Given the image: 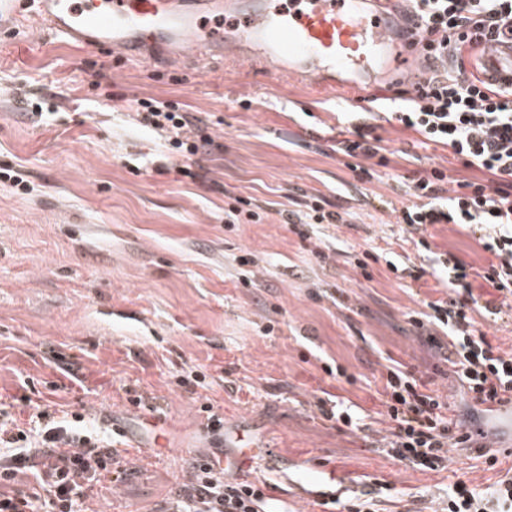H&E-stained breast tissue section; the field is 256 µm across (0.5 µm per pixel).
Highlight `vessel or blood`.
Returning a JSON list of instances; mask_svg holds the SVG:
<instances>
[{
	"mask_svg": "<svg viewBox=\"0 0 512 512\" xmlns=\"http://www.w3.org/2000/svg\"><path fill=\"white\" fill-rule=\"evenodd\" d=\"M394 0H32L49 34L88 50L146 63L192 56L196 68L234 56L260 61L274 77L317 80L355 92L377 111L396 84L418 75V28ZM238 22L224 34L225 16ZM485 78L512 86V41L489 42ZM320 500L337 497L336 477L317 467L309 484Z\"/></svg>",
	"mask_w": 512,
	"mask_h": 512,
	"instance_id": "b4317fda",
	"label": "vessel or blood"
}]
</instances>
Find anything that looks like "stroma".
Instances as JSON below:
<instances>
[{
  "mask_svg": "<svg viewBox=\"0 0 512 512\" xmlns=\"http://www.w3.org/2000/svg\"><path fill=\"white\" fill-rule=\"evenodd\" d=\"M32 91L47 101L38 122L22 104ZM147 97L186 104L209 127L217 148L189 161L200 180L182 177L188 161L132 121ZM364 122L376 125L387 166L333 151L341 128ZM420 141L312 81L231 58L203 73L116 61L40 30L24 0H0V166L23 167L30 186L0 187V398L21 395L30 379L54 381L67 411L155 445L94 512H159L197 455L223 453L205 402L268 448L241 477L270 480L290 512H321L304 488L312 463L333 469L340 486L390 482L420 496L422 512L455 481L483 489L497 480L466 448L431 472L377 446L390 362L465 409L441 355L447 337L408 319L448 290L404 267L428 270L438 253L477 267L492 260L459 225H427L431 249L421 252L400 223L413 202L406 176L434 165L470 175L447 148ZM358 165L373 177L356 175ZM235 197L260 206V223H225ZM314 197L346 221L299 236L282 215ZM370 245L383 259L357 268ZM193 370L201 384L180 385ZM331 397L353 408L359 429L323 416L319 403Z\"/></svg>",
  "mask_w": 512,
  "mask_h": 512,
  "instance_id": "obj_1",
  "label": "stroma"
}]
</instances>
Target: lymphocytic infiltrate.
<instances>
[{
  "label": "lymphocytic infiltrate",
  "instance_id": "lymphocytic-infiltrate-1",
  "mask_svg": "<svg viewBox=\"0 0 512 512\" xmlns=\"http://www.w3.org/2000/svg\"><path fill=\"white\" fill-rule=\"evenodd\" d=\"M431 58L429 74L402 99L394 119L425 141L448 147L478 178L449 180L444 168L420 171L409 184L415 202L401 211V221L420 231L429 224H463L486 230L482 242L495 261L476 270L452 258L446 286L448 300L428 302L411 313L417 327L448 332L447 361L468 400L470 420L449 417V406L435 391H423L414 372L387 369L385 416L390 423L387 453L426 471L448 467L450 446L466 445V428L487 419L491 403H512V353L494 345L477 328L470 311L475 301L471 277L498 294L489 315L512 311V90L467 73L478 63L485 41L512 33V0H408ZM134 120L158 133L185 160L180 173L199 174L190 165L199 149L214 139L182 105L154 98L136 102ZM464 297H457V290ZM31 410L27 421L14 417L0 402V512H90L104 479L122 473V460L109 441L84 427V414L61 416L53 401L18 397ZM166 512H270L263 481L227 478L223 468L192 463ZM32 475L31 491L20 489ZM441 512H512V474L480 490L458 481L448 488Z\"/></svg>",
  "mask_w": 512,
  "mask_h": 512
}]
</instances>
